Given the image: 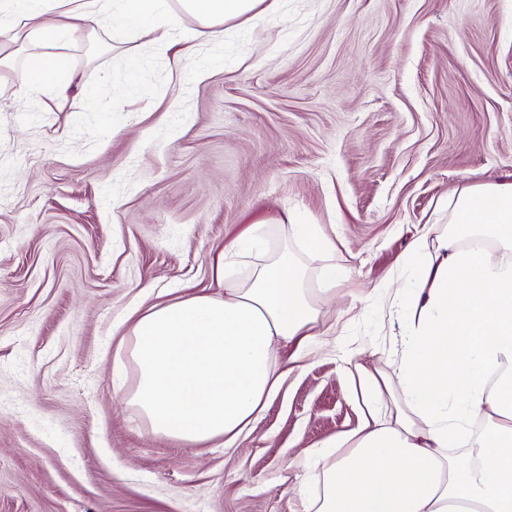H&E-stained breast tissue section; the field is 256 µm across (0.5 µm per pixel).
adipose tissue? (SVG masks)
I'll use <instances>...</instances> for the list:
<instances>
[{
    "label": "adipose tissue",
    "mask_w": 512,
    "mask_h": 512,
    "mask_svg": "<svg viewBox=\"0 0 512 512\" xmlns=\"http://www.w3.org/2000/svg\"><path fill=\"white\" fill-rule=\"evenodd\" d=\"M281 0H0V71L30 53L16 79L20 95H66L59 79L74 39L106 28L176 47L192 60L198 41L224 23L260 22ZM302 248L326 257L319 289L347 277L319 224L285 216ZM452 227L404 258L413 322L398 387L366 379L370 416L329 442L311 512H512V186L467 187ZM491 240L488 249L464 238ZM293 255L272 254L266 221L224 248V293L155 303L121 341L114 388L151 430L188 445L232 444L265 410L283 376L280 350L302 360L316 341L319 311Z\"/></svg>",
    "instance_id": "1"
}]
</instances>
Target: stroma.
<instances>
[{
	"instance_id": "stroma-1",
	"label": "stroma",
	"mask_w": 512,
	"mask_h": 512,
	"mask_svg": "<svg viewBox=\"0 0 512 512\" xmlns=\"http://www.w3.org/2000/svg\"><path fill=\"white\" fill-rule=\"evenodd\" d=\"M174 55L101 30L66 51L96 102L0 95V512H304L356 364L398 380L403 256L463 187L512 185V0H288ZM287 211L350 269L323 346L232 446L153 434L112 390L130 312L223 293L225 243Z\"/></svg>"
}]
</instances>
